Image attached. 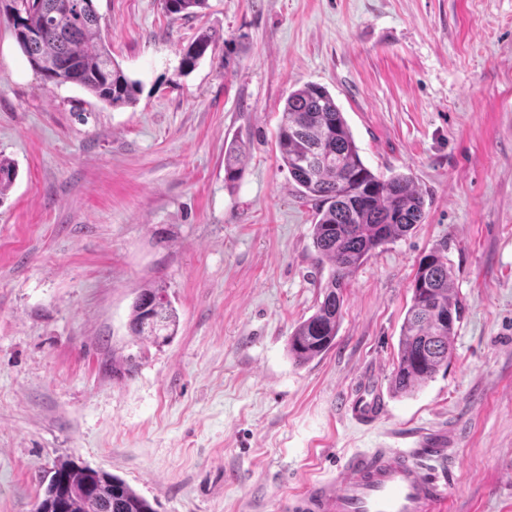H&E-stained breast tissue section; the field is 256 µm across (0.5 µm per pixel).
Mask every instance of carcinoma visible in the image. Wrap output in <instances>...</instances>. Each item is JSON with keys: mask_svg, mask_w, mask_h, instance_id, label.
Here are the masks:
<instances>
[{"mask_svg": "<svg viewBox=\"0 0 512 512\" xmlns=\"http://www.w3.org/2000/svg\"><path fill=\"white\" fill-rule=\"evenodd\" d=\"M0 0V18L12 28L31 67L46 84H73L112 106L136 101V83L112 60L103 43L93 0ZM207 0H163L167 14L191 16ZM220 39L204 31L182 53L181 66L192 71ZM280 159L301 193L319 203L312 243L319 263L329 264L323 299L313 315L289 337V353L307 363L330 350L336 340L343 291L349 279L379 246L406 235L424 217L425 201L404 174L382 178L363 162L354 136L322 85L308 83L285 102L276 136ZM241 151L224 153L228 181L239 174ZM17 176L13 162L0 158V195ZM446 248L432 249L418 262L411 304L399 336L392 387L407 395L448 366L462 306L451 286ZM176 309L162 286L141 290L132 305L131 335L153 344L175 336ZM35 512H154L152 504L121 478L80 465L57 462Z\"/></svg>", "mask_w": 512, "mask_h": 512, "instance_id": "obj_1", "label": "carcinoma"}]
</instances>
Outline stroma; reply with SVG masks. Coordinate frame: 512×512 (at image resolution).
<instances>
[{"instance_id":"obj_1","label":"stroma","mask_w":512,"mask_h":512,"mask_svg":"<svg viewBox=\"0 0 512 512\" xmlns=\"http://www.w3.org/2000/svg\"><path fill=\"white\" fill-rule=\"evenodd\" d=\"M137 83L113 107L44 84L0 23V512H34L54 463L125 480L156 512H289L360 450L448 437V512H512V0H95ZM221 38L193 71L182 50ZM326 87L376 174L425 219L351 277L335 346L288 338L322 300L302 197L276 147L288 94ZM243 150L224 180V151ZM447 244L452 358L390 390L420 258ZM166 288L170 343L131 336ZM138 367L126 372V357ZM381 392L361 427L347 398ZM168 15L182 17L196 15L207 6V0H162ZM178 324L177 311L163 286H149L141 290L132 305L131 335L159 345L175 336Z\"/></svg>"}]
</instances>
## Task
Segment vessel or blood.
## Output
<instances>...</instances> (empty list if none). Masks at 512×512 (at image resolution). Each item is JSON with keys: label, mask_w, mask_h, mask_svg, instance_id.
<instances>
[{"label": "vessel or blood", "mask_w": 512, "mask_h": 512, "mask_svg": "<svg viewBox=\"0 0 512 512\" xmlns=\"http://www.w3.org/2000/svg\"><path fill=\"white\" fill-rule=\"evenodd\" d=\"M352 421L369 426L386 411L380 394L358 395L345 406ZM447 444L434 436L412 448L357 452L335 478L316 483L296 512H444L447 486L438 466Z\"/></svg>", "instance_id": "b4317fda"}]
</instances>
